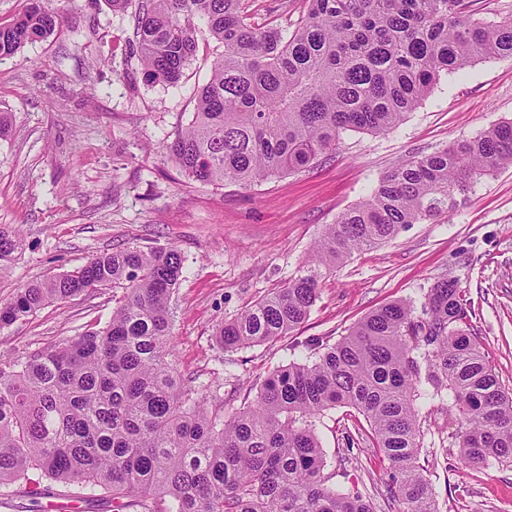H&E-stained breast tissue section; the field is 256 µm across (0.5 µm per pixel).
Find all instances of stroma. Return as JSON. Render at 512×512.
Segmentation results:
<instances>
[{"instance_id": "stroma-1", "label": "stroma", "mask_w": 512, "mask_h": 512, "mask_svg": "<svg viewBox=\"0 0 512 512\" xmlns=\"http://www.w3.org/2000/svg\"><path fill=\"white\" fill-rule=\"evenodd\" d=\"M253 21L292 27L302 0H247ZM56 34L0 59V224L21 227L24 249L0 277V301L34 280L73 270L115 247H174L184 260L171 299V361L200 396L221 391L227 412L255 399L261 383L293 360L295 344H334L369 312L417 298L454 276L471 307L469 330L505 391L512 392V166L497 169L437 223L412 224L379 247L354 253L318 283L308 319L288 336L227 351L216 327L280 288L309 258L327 225L364 199L398 161L471 138L512 119V59L441 75L403 123L385 134L346 133L313 168L254 186L217 187L185 177L166 150L190 120L198 86L219 47L203 40L174 87L143 83L129 55L134 14L104 0L61 7ZM111 64H103V56ZM112 290L45 305L0 330V360L28 355L109 320ZM460 420L436 406L423 428L422 457L440 512H512V467H465L453 437ZM316 433L337 487L374 512H398L386 464L364 417L324 412ZM0 496V512H112L109 499L83 502L41 480Z\"/></svg>"}]
</instances>
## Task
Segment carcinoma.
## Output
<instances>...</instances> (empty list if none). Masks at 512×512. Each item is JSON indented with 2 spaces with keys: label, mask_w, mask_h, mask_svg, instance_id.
<instances>
[{
  "label": "carcinoma",
  "mask_w": 512,
  "mask_h": 512,
  "mask_svg": "<svg viewBox=\"0 0 512 512\" xmlns=\"http://www.w3.org/2000/svg\"><path fill=\"white\" fill-rule=\"evenodd\" d=\"M289 34L255 26L244 0H143L132 53L147 85L175 86L199 39L222 51L198 88L189 123L168 143L182 173L202 184L251 186L299 172L347 131L398 128L436 85L477 61L512 59V15L485 20L472 0H307ZM61 15L34 0L0 25V58L55 34ZM512 165V121L386 172L328 225L306 268L216 330L226 350L294 332L318 279L356 251L410 224L452 213L457 197ZM23 249L0 225V276ZM183 275L172 247H116L0 303V328L49 303L122 290L102 327L0 362V487L29 473L116 512H372L331 483L314 419L336 406L368 422L387 461L400 512H439L421 463L422 416L451 400L464 466L512 465V393L463 328L454 279L393 302L332 345L299 347L305 362L275 369L231 415L224 396H199L168 360L169 303Z\"/></svg>",
  "instance_id": "carcinoma-1"
}]
</instances>
